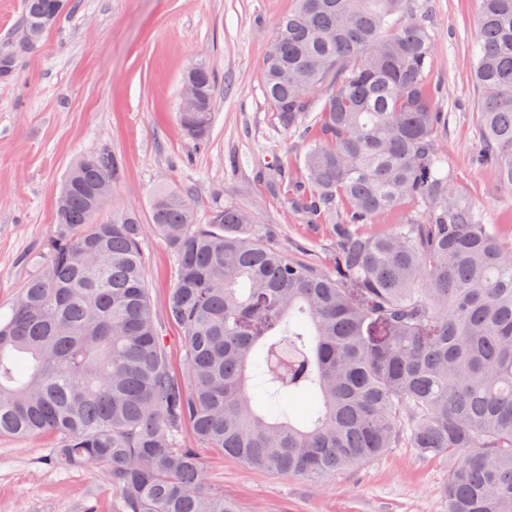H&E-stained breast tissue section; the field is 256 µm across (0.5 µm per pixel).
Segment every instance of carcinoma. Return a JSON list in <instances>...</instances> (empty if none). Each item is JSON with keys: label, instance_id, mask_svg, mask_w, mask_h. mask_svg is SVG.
Masks as SVG:
<instances>
[{"label": "carcinoma", "instance_id": "obj_1", "mask_svg": "<svg viewBox=\"0 0 512 512\" xmlns=\"http://www.w3.org/2000/svg\"><path fill=\"white\" fill-rule=\"evenodd\" d=\"M54 2L24 0V26ZM431 49L406 0H297L278 20L264 93L313 146L300 176L275 175L325 229L328 260L267 244L242 209L197 224L185 196L154 192L185 377L151 304L142 224L96 220V183L121 159L103 146L71 164L45 258L0 321V436L52 433L53 466L105 464L121 512H237L178 440L186 425L254 470L311 479L412 448L450 459L447 512H512V235L453 189ZM186 78L202 111L178 119L202 145L213 74L197 63ZM473 81L481 164L512 191V0H483ZM407 201L401 223L372 227Z\"/></svg>", "mask_w": 512, "mask_h": 512}]
</instances>
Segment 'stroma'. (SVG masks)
I'll list each match as a JSON object with an SVG mask.
<instances>
[{"label":"stroma","mask_w":512,"mask_h":512,"mask_svg":"<svg viewBox=\"0 0 512 512\" xmlns=\"http://www.w3.org/2000/svg\"><path fill=\"white\" fill-rule=\"evenodd\" d=\"M432 37L428 81L446 116L439 143L450 173L482 223L512 231V194L479 163V92L472 80L481 0H408ZM295 0H66L57 23L24 50L15 45L23 0H0V318L7 317L55 224L63 176L109 144L123 170L97 216L132 213L145 224V278L163 311L176 278L174 255L150 231L156 190L183 193L198 223L232 206L252 212L276 246L303 244L325 260L328 245L290 203L279 163L299 172L308 140L286 133L263 93V62L278 19ZM209 65L215 104L209 139L197 146L177 113L183 74ZM56 439L0 437V512H119L105 466L59 469ZM211 487L240 512H445L448 462L396 448L361 468L314 481L256 471L212 448L200 451Z\"/></svg>","instance_id":"35a3bbf8"}]
</instances>
